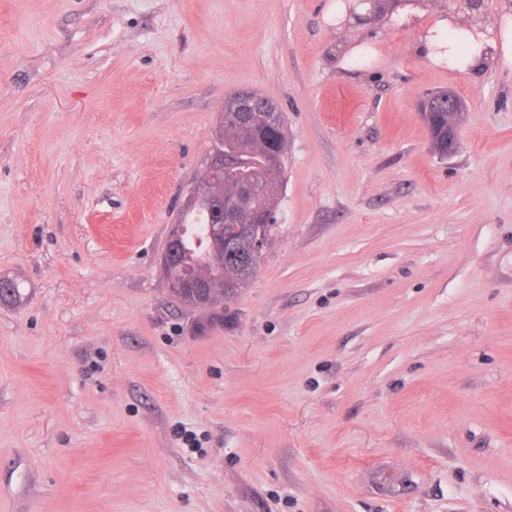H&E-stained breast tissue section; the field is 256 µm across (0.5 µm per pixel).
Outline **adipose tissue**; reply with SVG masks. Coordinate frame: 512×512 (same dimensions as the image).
Instances as JSON below:
<instances>
[{
	"label": "adipose tissue",
	"mask_w": 512,
	"mask_h": 512,
	"mask_svg": "<svg viewBox=\"0 0 512 512\" xmlns=\"http://www.w3.org/2000/svg\"><path fill=\"white\" fill-rule=\"evenodd\" d=\"M396 19L416 28V45L435 63H448L460 71L475 73L496 57L512 61V19L494 27L481 22L466 23L454 14H427L420 6L398 8Z\"/></svg>",
	"instance_id": "obj_1"
}]
</instances>
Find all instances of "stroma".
<instances>
[{
  "label": "stroma",
  "instance_id": "obj_1",
  "mask_svg": "<svg viewBox=\"0 0 512 512\" xmlns=\"http://www.w3.org/2000/svg\"><path fill=\"white\" fill-rule=\"evenodd\" d=\"M331 2L0 0V512H512V65ZM241 89L285 184L214 325L158 258ZM428 95L421 98L424 100L420 105L421 111H430L434 124L433 131L429 127L431 145L435 153L445 157L448 154L454 153L458 148L459 126L465 112H467V106L464 100L455 95L451 90H448V112H444L445 108H447V101H442V98L446 94H437L431 98H428ZM447 129L448 142L446 136Z\"/></svg>",
  "mask_w": 512,
  "mask_h": 512
}]
</instances>
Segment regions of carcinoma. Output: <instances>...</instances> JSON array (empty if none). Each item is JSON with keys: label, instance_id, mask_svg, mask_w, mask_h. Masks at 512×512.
Here are the masks:
<instances>
[{"label": "carcinoma", "instance_id": "carcinoma-1", "mask_svg": "<svg viewBox=\"0 0 512 512\" xmlns=\"http://www.w3.org/2000/svg\"><path fill=\"white\" fill-rule=\"evenodd\" d=\"M442 98L443 95L437 94L422 101L421 111L431 113L434 124L431 145L435 153L445 157L448 113ZM287 135L285 117H279L276 125H268L239 114L233 97L224 99V112L214 143V149L224 152V174L213 181L210 196L183 209L177 224L181 230L178 252L185 258L190 275L210 289L205 309L214 320L224 319V304L257 273L225 259L221 248L211 243L212 225L221 219L218 202L226 197L232 200L243 190L247 193L245 203L236 211L234 223L224 225V235L235 240L241 253L253 252L258 235L269 239L275 225L261 224L259 219L277 215L284 188ZM196 224L204 225V236L198 240L191 232Z\"/></svg>", "mask_w": 512, "mask_h": 512}]
</instances>
